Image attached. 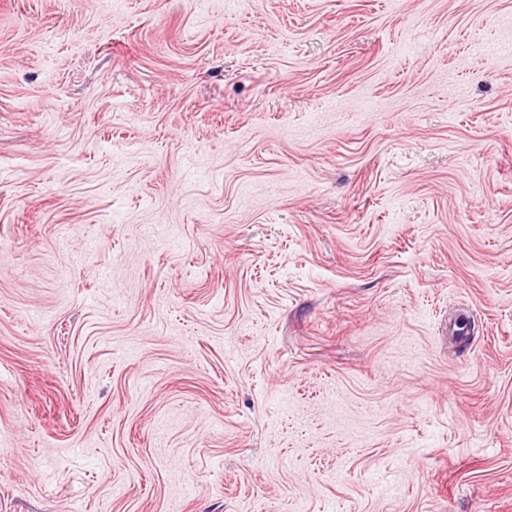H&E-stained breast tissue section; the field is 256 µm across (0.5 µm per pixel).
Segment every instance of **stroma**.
<instances>
[{
  "mask_svg": "<svg viewBox=\"0 0 512 512\" xmlns=\"http://www.w3.org/2000/svg\"><path fill=\"white\" fill-rule=\"evenodd\" d=\"M0 512H512V0H0Z\"/></svg>",
  "mask_w": 512,
  "mask_h": 512,
  "instance_id": "obj_1",
  "label": "stroma"
}]
</instances>
